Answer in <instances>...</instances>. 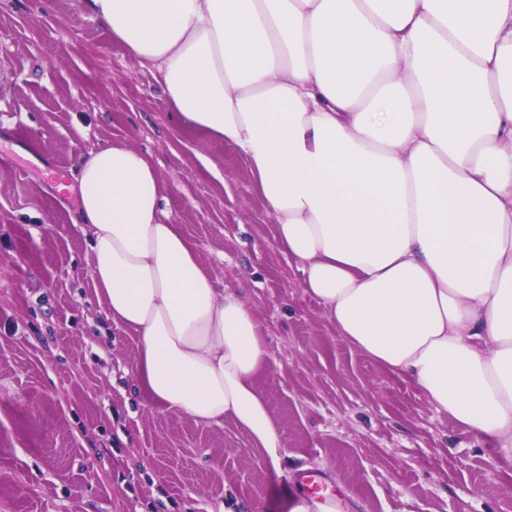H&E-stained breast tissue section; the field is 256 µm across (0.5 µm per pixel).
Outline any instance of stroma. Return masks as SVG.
I'll return each instance as SVG.
<instances>
[{"label": "stroma", "instance_id": "obj_1", "mask_svg": "<svg viewBox=\"0 0 512 512\" xmlns=\"http://www.w3.org/2000/svg\"><path fill=\"white\" fill-rule=\"evenodd\" d=\"M112 142L151 157L215 288L262 322L281 474L233 422L136 385L137 335L95 296L77 198L46 180ZM252 183L81 0H0V512H287L303 472L355 512H512L496 456L338 336Z\"/></svg>", "mask_w": 512, "mask_h": 512}]
</instances>
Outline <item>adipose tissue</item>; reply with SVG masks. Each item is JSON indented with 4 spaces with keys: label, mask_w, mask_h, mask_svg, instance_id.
<instances>
[{
    "label": "adipose tissue",
    "mask_w": 512,
    "mask_h": 512,
    "mask_svg": "<svg viewBox=\"0 0 512 512\" xmlns=\"http://www.w3.org/2000/svg\"><path fill=\"white\" fill-rule=\"evenodd\" d=\"M177 117L249 167L329 322L512 468V0H84ZM107 317L155 405L233 420L273 471L263 326L217 292L124 143L76 177Z\"/></svg>",
    "instance_id": "ef3b65f1"
}]
</instances>
